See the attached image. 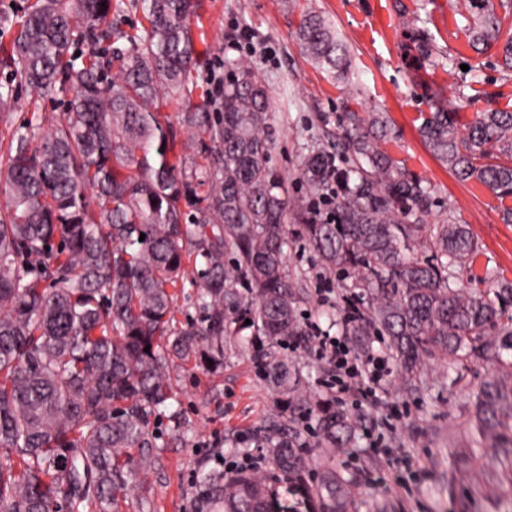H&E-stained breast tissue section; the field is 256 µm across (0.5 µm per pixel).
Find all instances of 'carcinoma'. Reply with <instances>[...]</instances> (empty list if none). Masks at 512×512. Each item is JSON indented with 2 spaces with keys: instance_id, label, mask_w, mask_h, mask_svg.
Segmentation results:
<instances>
[{
  "instance_id": "cac0c4a2",
  "label": "carcinoma",
  "mask_w": 512,
  "mask_h": 512,
  "mask_svg": "<svg viewBox=\"0 0 512 512\" xmlns=\"http://www.w3.org/2000/svg\"><path fill=\"white\" fill-rule=\"evenodd\" d=\"M200 9L142 0L147 25L123 34L112 0H34L0 48V69L32 95L72 92L53 128L14 134L0 168V512H122L155 465L152 419L176 400L175 363L218 373L229 336L251 329L273 344L304 335L286 261L290 212L306 215L300 235L319 263L359 289L366 307L344 328L356 346L388 337L408 378L432 359L456 370L488 355L512 377V284L499 283L494 301L460 286L478 243L451 212L428 223L432 192L382 147L391 135L382 113L346 110L341 145L354 166L333 167L325 151L305 159L310 194L336 185L328 220L291 197L271 166L270 92L244 67L230 65L223 89L201 92L182 114L205 139L206 164L180 142L161 109L197 89L191 18ZM417 22L405 19L422 70L438 52ZM501 25L491 0H469L470 47L497 48L508 71L512 34ZM297 40L311 64L337 80L347 73L346 46L321 12L302 15ZM80 41L106 48L82 56L71 51ZM461 108L433 95L419 135L460 179L487 188L512 224V111L469 119ZM189 262L202 321L178 328L171 310ZM309 414L329 447L353 441L357 424L338 407L319 401ZM509 430L512 384L494 377L475 396L469 446L449 453L465 464L508 442ZM269 449L282 474L301 478L300 428H273ZM199 479L224 512H268L262 476ZM488 485L512 490V448L474 483L480 493ZM348 486L322 470L321 512H348Z\"/></svg>"
}]
</instances>
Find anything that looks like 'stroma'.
Here are the masks:
<instances>
[{
  "label": "stroma",
  "mask_w": 512,
  "mask_h": 512,
  "mask_svg": "<svg viewBox=\"0 0 512 512\" xmlns=\"http://www.w3.org/2000/svg\"><path fill=\"white\" fill-rule=\"evenodd\" d=\"M468 0H203L198 24L202 40L196 49L202 62L193 73L197 85L213 88L228 63L238 62L265 79L272 114L271 164L288 183L291 196L306 193L304 157L317 145H331L340 132L345 107L382 112L390 120L388 150L410 173L430 185L436 204L430 216L438 223L455 213L470 225L480 251L473 273H462L467 289L494 297L498 282H512V224L502 223L498 202L485 187L461 181L420 140V113L429 111L432 92L456 97L466 85V113L487 108L512 110V73H504L497 51L479 55L469 46L465 26ZM322 12L344 38L351 66L345 80L332 79L302 54L295 31L303 10ZM418 13L445 60L420 70L405 54L409 34L403 13ZM18 103L0 112V161L15 131L33 122L48 129L62 116L63 95L31 98L15 85ZM288 271L305 297L300 305L309 321L337 333L340 309L354 297L351 280L324 274L313 247L288 226ZM335 295L321 302L320 277ZM266 352L296 372L301 388L314 400L331 372L306 350L288 342L254 348L231 337L224 350V371L212 376L193 365L179 368V419L158 423L159 460L143 496L133 498L129 512H199L195 504L200 469L225 471L239 451L264 457L273 512H319L309 493L317 472L336 468L351 482L352 512H512V495L491 499L474 493L469 479L449 486L457 464L450 449L470 439L472 396L497 369L495 360L476 359L450 375L447 365L418 375L404 385L396 362L376 398L346 397L342 410L354 416L357 429L345 448L321 442L316 419L288 406V393L274 388L257 359ZM297 425L309 445L308 466L297 483H288L267 451L273 425Z\"/></svg>",
  "instance_id": "1"
}]
</instances>
